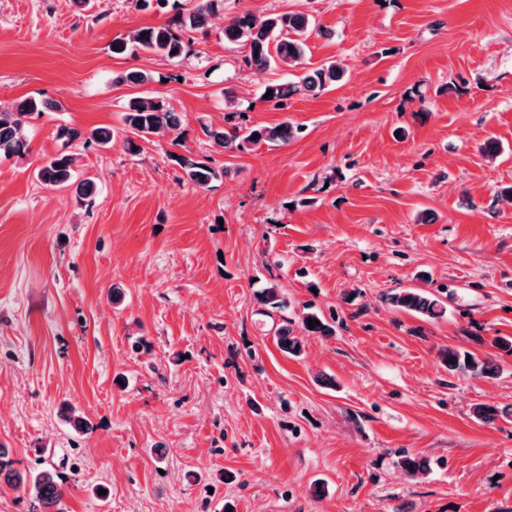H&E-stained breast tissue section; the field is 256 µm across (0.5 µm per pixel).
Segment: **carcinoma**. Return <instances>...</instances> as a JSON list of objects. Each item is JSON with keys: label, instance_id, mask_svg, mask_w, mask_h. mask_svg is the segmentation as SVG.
Returning a JSON list of instances; mask_svg holds the SVG:
<instances>
[{"label": "carcinoma", "instance_id": "1", "mask_svg": "<svg viewBox=\"0 0 512 512\" xmlns=\"http://www.w3.org/2000/svg\"><path fill=\"white\" fill-rule=\"evenodd\" d=\"M223 0H200L189 12L188 18L180 20L179 26L189 25L193 28L206 23ZM310 19L304 14L284 13L265 18L257 17L249 12L237 16L224 26V39L241 42L248 46L249 54L245 58L247 66L256 74L265 71L271 64L295 67L304 57V40L301 36L308 32ZM116 47L114 53L124 54L144 51L168 58L182 55L186 43L170 24L143 27L133 31L124 38L113 40ZM345 73L343 65L338 61H329L321 67L304 73L294 83L267 84L262 93L272 92L267 102L279 109L288 98L302 88L306 91H322L340 80ZM62 104L58 101H46L27 98L21 101L13 112H0V159L19 157L26 153L29 143L27 130L22 117L42 112L46 109L59 110ZM123 122L130 133L140 139L177 135L179 117L174 110L161 100L153 98H134L129 101ZM301 131L289 123L258 128H240L233 126L229 131L222 128L206 130L212 144L223 150L241 151L248 144L266 142L271 144L287 143L294 134ZM258 138H253V135ZM58 137L69 144L76 140L85 143L106 146L112 141V133L107 129H95L86 135L78 129L62 127ZM183 173L182 179L198 187L206 186L216 172L205 163L187 156L178 157ZM76 158L66 150L58 152L47 159L38 171L42 183L49 187H67L77 184V190L88 197L93 191V181L89 178L75 182ZM256 301L264 310L277 311L286 307L278 284L270 283L257 295ZM398 310L414 313L427 319H441L448 311L447 299L422 289H409L386 297ZM318 320L320 324L308 328V320ZM301 329L308 336H328L332 327L314 313H306L301 320ZM278 345L290 355L298 356L302 352V340L291 335L286 327L278 330ZM448 370L470 378H488L493 375L494 366L490 359H482L469 351L448 349L445 353ZM0 477L8 487L18 489L26 484L31 487L33 496L38 503L40 512H61L62 474L57 466H49L33 470L27 474L14 468V460L9 458V451L0 447Z\"/></svg>", "mask_w": 512, "mask_h": 512}]
</instances>
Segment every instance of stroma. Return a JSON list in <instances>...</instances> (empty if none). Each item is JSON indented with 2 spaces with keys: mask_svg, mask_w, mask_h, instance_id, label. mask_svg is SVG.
<instances>
[{
  "mask_svg": "<svg viewBox=\"0 0 512 512\" xmlns=\"http://www.w3.org/2000/svg\"><path fill=\"white\" fill-rule=\"evenodd\" d=\"M196 3L0 0V109L63 105L25 116L28 152L0 161V446L21 470L79 459L64 512H512V355L492 345L512 336V0H224L179 58L113 54ZM246 11L306 14L301 65L249 69L224 39ZM331 60L334 87L262 99ZM135 70L152 81L118 82ZM228 90L239 123L302 134L213 146ZM141 96L177 112L179 141L128 151ZM64 126L112 133L70 147L90 197L37 177ZM179 155L215 178L182 181ZM269 281L286 309L257 305ZM408 288L446 290L447 315L385 302ZM309 306L334 335L303 336ZM449 348L494 376L449 372Z\"/></svg>",
  "mask_w": 512,
  "mask_h": 512,
  "instance_id": "stroma-1",
  "label": "stroma"
}]
</instances>
